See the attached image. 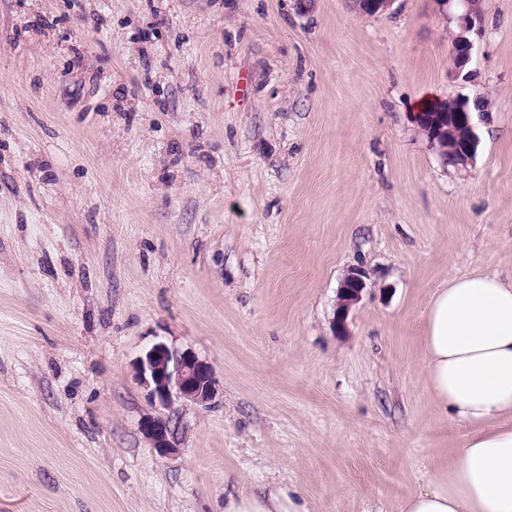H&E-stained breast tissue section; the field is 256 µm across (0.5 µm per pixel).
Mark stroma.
Listing matches in <instances>:
<instances>
[{
    "label": "stroma",
    "mask_w": 512,
    "mask_h": 512,
    "mask_svg": "<svg viewBox=\"0 0 512 512\" xmlns=\"http://www.w3.org/2000/svg\"><path fill=\"white\" fill-rule=\"evenodd\" d=\"M0 0V512H398L463 432L418 360L429 301L512 275V0ZM490 104L473 163L416 104ZM366 287L336 328L350 270ZM210 363L159 455L135 364ZM438 7V10H447L448 6L455 3L461 10L458 15V28L459 32L454 36L456 40V52L454 54V65L452 71L454 74H460L471 58V51L473 48L472 41L467 37V34L475 26V20L478 19L476 14L475 5L469 1L472 0H433ZM224 512H310L306 503L289 491L228 492L224 487Z\"/></svg>",
    "instance_id": "obj_1"
}]
</instances>
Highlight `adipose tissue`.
Segmentation results:
<instances>
[{"label":"adipose tissue","instance_id":"obj_1","mask_svg":"<svg viewBox=\"0 0 512 512\" xmlns=\"http://www.w3.org/2000/svg\"><path fill=\"white\" fill-rule=\"evenodd\" d=\"M418 358L437 410L464 440L399 512H512V278L476 270L439 288ZM224 512L309 510L279 489L225 493Z\"/></svg>","mask_w":512,"mask_h":512}]
</instances>
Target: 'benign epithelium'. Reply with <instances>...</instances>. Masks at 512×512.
Here are the masks:
<instances>
[{"label":"benign epithelium","instance_id":"1","mask_svg":"<svg viewBox=\"0 0 512 512\" xmlns=\"http://www.w3.org/2000/svg\"><path fill=\"white\" fill-rule=\"evenodd\" d=\"M438 9L444 11L451 4L461 10L458 15L459 32L454 36L456 52L454 54V74H460L471 58L472 41L467 34L478 19L475 5L469 0H434ZM394 0H358L359 10L368 15L382 13L390 9ZM460 124L467 130V136L459 147L460 154L467 162L474 160L477 150L475 126L472 123L469 106L461 104L457 108ZM430 143L440 152L450 150V136H458L451 128H429ZM365 288L363 273L357 269L350 271L344 278L338 304L337 323L342 325L350 308L361 299ZM136 376L149 390L152 404L170 408L175 402L206 406L217 395L212 367L191 351H181L157 342L140 358L136 366ZM140 430L151 442L153 448L165 455L173 451L174 429L171 420L155 414H145L140 420Z\"/></svg>","mask_w":512,"mask_h":512}]
</instances>
